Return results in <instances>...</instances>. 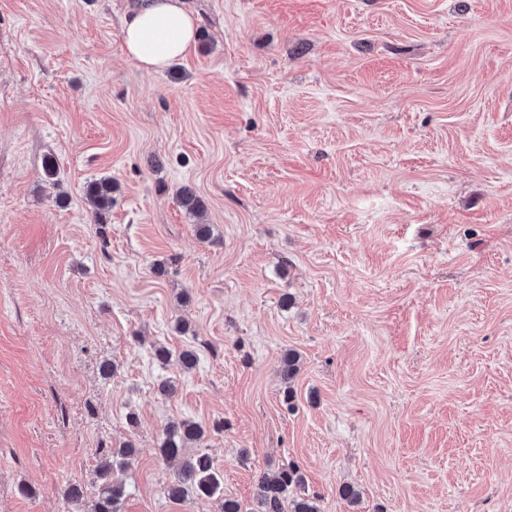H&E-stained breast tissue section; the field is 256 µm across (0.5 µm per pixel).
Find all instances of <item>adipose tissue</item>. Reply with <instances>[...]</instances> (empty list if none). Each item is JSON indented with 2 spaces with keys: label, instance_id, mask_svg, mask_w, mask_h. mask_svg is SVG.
I'll use <instances>...</instances> for the list:
<instances>
[{
  "label": "adipose tissue",
  "instance_id": "ef3b65f1",
  "mask_svg": "<svg viewBox=\"0 0 512 512\" xmlns=\"http://www.w3.org/2000/svg\"><path fill=\"white\" fill-rule=\"evenodd\" d=\"M198 31L199 19L184 0H142L121 22L128 58L147 72L164 70L184 58Z\"/></svg>",
  "mask_w": 512,
  "mask_h": 512
}]
</instances>
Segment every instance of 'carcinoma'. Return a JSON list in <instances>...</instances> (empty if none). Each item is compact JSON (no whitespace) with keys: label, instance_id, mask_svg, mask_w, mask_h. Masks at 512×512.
Masks as SVG:
<instances>
[{"label":"carcinoma","instance_id":"1","mask_svg":"<svg viewBox=\"0 0 512 512\" xmlns=\"http://www.w3.org/2000/svg\"><path fill=\"white\" fill-rule=\"evenodd\" d=\"M88 201L95 209V215L112 207V180L100 179L87 186ZM179 204L188 212L196 214L202 209V202L195 192L184 187L177 193ZM300 355L288 350L281 360V375L291 380L299 370ZM204 436L203 429L192 422L181 421L165 426L159 454L164 461L177 466V477L167 488L169 499L183 501L189 497L200 499L221 496L223 512H242L240 503L224 496V474L207 454L189 455L188 445L199 442ZM137 448L127 442L119 448H102L97 459L96 473L99 489L92 503L91 512H120L125 495V484L113 478L114 472L130 469L135 461ZM305 485V476L294 464L281 466L262 476L257 485V500L260 512H320L318 495H289L292 488Z\"/></svg>","mask_w":512,"mask_h":512}]
</instances>
